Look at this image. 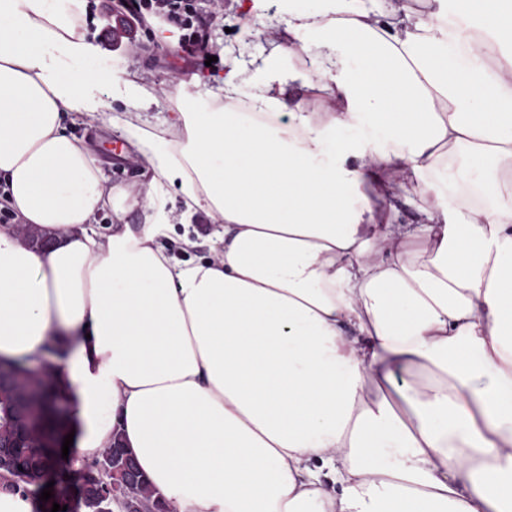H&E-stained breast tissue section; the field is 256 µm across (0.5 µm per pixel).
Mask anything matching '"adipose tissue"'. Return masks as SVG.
Instances as JSON below:
<instances>
[{
	"instance_id": "1",
	"label": "adipose tissue",
	"mask_w": 512,
	"mask_h": 512,
	"mask_svg": "<svg viewBox=\"0 0 512 512\" xmlns=\"http://www.w3.org/2000/svg\"><path fill=\"white\" fill-rule=\"evenodd\" d=\"M85 13L0 0V357L68 352L74 466L117 432L175 512H512V0L285 2L266 26L307 66L263 57L247 103L233 75L179 79L163 152L127 121L150 216L110 234L68 125L147 102L82 70ZM173 192L213 220L211 258L159 246Z\"/></svg>"
}]
</instances>
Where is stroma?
I'll return each instance as SVG.
<instances>
[{
  "label": "stroma",
  "instance_id": "stroma-1",
  "mask_svg": "<svg viewBox=\"0 0 512 512\" xmlns=\"http://www.w3.org/2000/svg\"><path fill=\"white\" fill-rule=\"evenodd\" d=\"M224 24L216 28L212 38L216 46V62L211 66L191 72L172 47L162 45L156 38L159 23L137 28L136 38L143 45L140 54L128 53L126 48L106 51L105 56L113 71L122 78L140 86L149 99V107L141 117L156 136L158 149H166L172 138L166 118L175 105L173 87L178 78L197 74L201 81L212 82L223 78L229 68H236L238 96L249 100L256 88L255 63L252 55L277 54L283 69H299L304 65L302 57L288 53L287 41L279 33L259 31L257 25L245 23L237 0H224ZM249 45V54H241L242 45ZM129 117V109L121 100L112 102V125L103 127L99 123L73 125L72 133L85 143L95 146L97 155L108 177L109 185L132 193H147L154 177L151 167L139 159L137 147L122 135L121 127ZM173 220L172 229L159 243L169 255L188 260L209 254V237L214 229L212 220L204 213H196L190 224H181L185 210L182 198H175L167 205ZM190 234L197 243L196 248L183 249L181 236Z\"/></svg>",
  "mask_w": 512,
  "mask_h": 512
}]
</instances>
